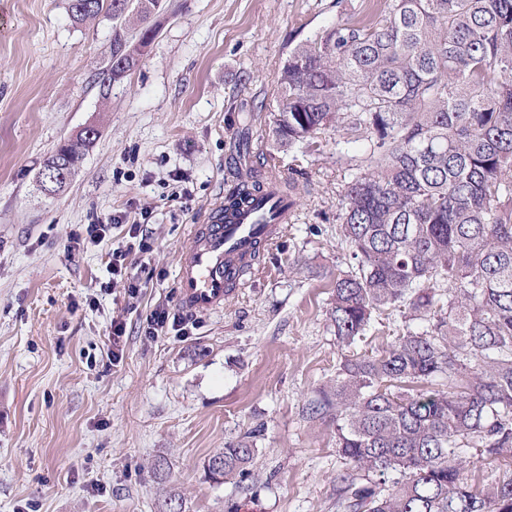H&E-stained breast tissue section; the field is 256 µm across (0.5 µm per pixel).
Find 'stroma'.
<instances>
[{"instance_id":"stroma-1","label":"stroma","mask_w":512,"mask_h":512,"mask_svg":"<svg viewBox=\"0 0 512 512\" xmlns=\"http://www.w3.org/2000/svg\"><path fill=\"white\" fill-rule=\"evenodd\" d=\"M381 5L166 0L141 63L104 99L110 17L77 25L66 0H0V512H158L170 491L184 512H341L336 479L349 466L335 423L309 405L341 357L328 310L349 260L336 236L343 135L325 131L294 157L271 138L265 106L290 50ZM88 125L100 136L77 176L45 194L44 160ZM243 139L254 163L274 158L282 181L309 192L219 310L195 315L184 338H149L146 313L180 307L181 247L223 199ZM119 213L151 246L129 258L150 276L134 294L109 271L124 228L69 248ZM248 431L251 476L211 479V451Z\"/></svg>"}]
</instances>
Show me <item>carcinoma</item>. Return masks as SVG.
Returning <instances> with one entry per match:
<instances>
[{
    "mask_svg": "<svg viewBox=\"0 0 512 512\" xmlns=\"http://www.w3.org/2000/svg\"><path fill=\"white\" fill-rule=\"evenodd\" d=\"M70 19L112 17V44L142 57L163 0H68ZM346 134L351 170L336 235L350 249L329 320L349 349L316 411L336 419L351 466L344 512H512V473L480 490L466 455L512 454V0H384L366 21L338 20L284 62L272 138L308 149ZM360 143L357 161L347 145ZM267 187L250 170L224 214ZM406 329L355 352L372 323ZM438 378L448 388H431ZM246 433L212 452L211 478L243 482Z\"/></svg>",
    "mask_w": 512,
    "mask_h": 512,
    "instance_id": "1",
    "label": "carcinoma"
}]
</instances>
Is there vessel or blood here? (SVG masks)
Returning <instances> with one entry per match:
<instances>
[{"instance_id":"b4317fda","label":"vessel or blood","mask_w":512,"mask_h":512,"mask_svg":"<svg viewBox=\"0 0 512 512\" xmlns=\"http://www.w3.org/2000/svg\"><path fill=\"white\" fill-rule=\"evenodd\" d=\"M278 225L257 223L253 214L225 218L216 204L207 223L195 225L182 249L179 300L185 310L204 314L224 304L243 284L244 267L255 248L272 242Z\"/></svg>"}]
</instances>
